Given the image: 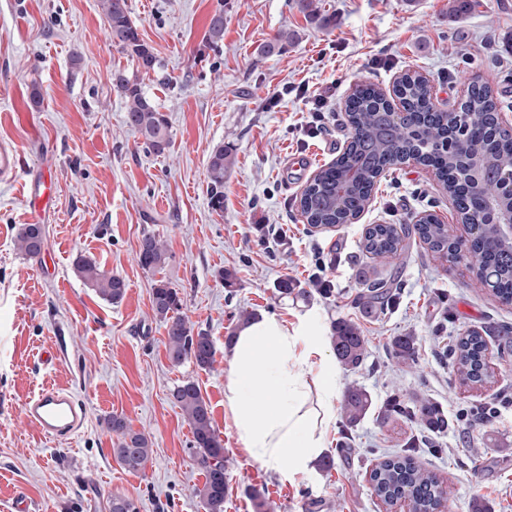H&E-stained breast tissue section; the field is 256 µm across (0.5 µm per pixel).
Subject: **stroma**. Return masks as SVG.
Returning a JSON list of instances; mask_svg holds the SVG:
<instances>
[{"label": "stroma", "mask_w": 512, "mask_h": 512, "mask_svg": "<svg viewBox=\"0 0 512 512\" xmlns=\"http://www.w3.org/2000/svg\"><path fill=\"white\" fill-rule=\"evenodd\" d=\"M321 24L299 0H128L141 38L161 73L140 75L113 46L101 0H0V140L18 149L24 170L49 164L58 191L42 224L44 246L29 258L14 248L28 221L25 178L0 183V512H13L19 491L32 512H88L84 479L95 476L110 512L113 495L139 512H205L195 490L204 476L193 461L192 432L172 397L194 381L224 442L229 493L224 512H383L369 473L381 453L401 452L414 429L396 419L380 426L368 415L357 427L334 419L328 429L331 469L283 483L238 443L224 405L223 352L242 311L294 320L313 314L323 329L347 318L368 339L358 371L337 368L339 388L357 383L374 407L390 398L428 397L452 424L434 435L441 455L416 460L453 490L449 512H512V353L500 355L491 378L464 383L448 363L450 339L478 330L491 346L512 330V305L480 288L467 262H448L412 238L386 259L399 300L372 316L360 312L361 249L371 224L410 226L432 213L459 234L447 191L426 168L389 170L368 209L353 224L315 228L299 208L301 192L346 148L345 101L363 81L391 91L405 71L427 76L439 110L452 111L470 81L487 83L503 118L512 121V0H315ZM224 40L207 41L216 11ZM296 38L279 54L258 47L278 32ZM138 75L171 126V145L153 151L126 126V100L110 80L115 69ZM327 100L322 130L311 125L316 96ZM56 150L44 159L41 144ZM227 147L224 208L209 203L208 158ZM311 157L293 171L290 159ZM160 238L167 260L144 270V235ZM123 278L120 303L101 299L75 273L77 255ZM235 274L225 286L224 270ZM290 279L294 291L276 285ZM176 288L182 312L212 336L213 370L172 365L166 332L152 312L157 280ZM328 283L323 294L319 283ZM418 338V363L396 364L393 337ZM48 385L65 387L86 406L74 436L54 441L25 422V400ZM497 406L495 418L458 423L461 409ZM117 414L147 435L153 449L144 471L125 469L112 452L105 420Z\"/></svg>", "instance_id": "35a3bbf8"}]
</instances>
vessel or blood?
Returning a JSON list of instances; mask_svg holds the SVG:
<instances>
[{
  "mask_svg": "<svg viewBox=\"0 0 512 512\" xmlns=\"http://www.w3.org/2000/svg\"><path fill=\"white\" fill-rule=\"evenodd\" d=\"M21 157L9 142L0 143V181L12 182L20 173ZM55 184L49 171H42L26 198L30 220H37L48 207ZM25 419L47 437H64L77 432L84 424L86 408L64 388L45 387L29 398L24 407Z\"/></svg>",
  "mask_w": 512,
  "mask_h": 512,
  "instance_id": "vessel-or-blood-1",
  "label": "vessel or blood"
}]
</instances>
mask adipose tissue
<instances>
[{
	"instance_id": "obj_1",
	"label": "adipose tissue",
	"mask_w": 512,
	"mask_h": 512,
	"mask_svg": "<svg viewBox=\"0 0 512 512\" xmlns=\"http://www.w3.org/2000/svg\"><path fill=\"white\" fill-rule=\"evenodd\" d=\"M224 405L242 448L281 481L311 474L335 418L336 365L314 317L262 314L225 351Z\"/></svg>"
}]
</instances>
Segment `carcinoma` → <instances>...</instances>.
Returning a JSON list of instances; mask_svg holds the SVG:
<instances>
[{
	"label": "carcinoma",
	"instance_id": "1",
	"mask_svg": "<svg viewBox=\"0 0 512 512\" xmlns=\"http://www.w3.org/2000/svg\"><path fill=\"white\" fill-rule=\"evenodd\" d=\"M112 44L128 53L138 63V68L148 74L161 69V62L153 49L140 37L137 26L131 20L127 0H102ZM293 35L284 31L272 40L261 44L258 54L272 56L285 49ZM207 40L213 46L224 40V11H217L211 18ZM112 85L126 101V124L136 130L145 144L161 153L171 143L168 118L148 96L137 79L126 72L115 70ZM400 96L418 114L416 124H404L391 118L382 119L387 111L381 93L372 85H358L346 108L350 128L357 136L350 141L336 162L318 171L314 182L306 185L299 198V207L306 223L313 227H334L350 224L363 210L376 187L378 179L389 169L397 166L403 157L416 154L426 166L435 165L441 181L453 196L460 188L458 173L461 158L468 150L472 137L481 136L487 155L505 169H512V139L493 136L486 128V120L499 111L497 98L487 86L474 88L459 106L458 115L436 111L431 107V89L422 75L405 73L397 82ZM392 127V134L381 136L382 122ZM459 124L456 138L448 141V122ZM232 164V154L222 145L216 146L209 155L207 173L210 186V204L215 210L224 207V173ZM415 233L434 253L455 257L457 247L448 237V225L429 215L422 224L413 228L394 224H371L366 228L362 251L374 261L397 256L404 251V240ZM17 250L24 256L34 257L41 252L42 229L37 224L21 226L15 240ZM138 261L145 270L155 271L166 262V250L154 235L147 234L141 240ZM468 264L475 270L480 285L491 290L503 304H512V246L495 242L494 226L486 225L473 242ZM74 269L78 276L92 287L104 300L118 303L126 293L125 281L102 270L96 262L85 256L75 258ZM366 288L361 302L365 315L384 310L394 302L395 294L390 282L377 276L370 268L363 276ZM152 309L166 330V350L171 363L179 365L192 361L199 369L209 371L215 362L216 349L211 336L203 330H194L180 314L182 300L176 289L159 280L152 290ZM418 337L411 334L397 336L391 343L390 353L397 364L411 368L417 363ZM331 343L337 360L347 370L357 369L365 360L367 340L360 326L351 319H338L331 325ZM486 340L472 330L456 338L448 347L451 366L459 378L473 385H481L491 374L485 361ZM185 419L193 434V459L202 471L205 481L196 489L206 512H224L228 484L224 465V444L214 424L208 403L198 385L187 380L173 390ZM373 405L369 392L352 384L344 392L340 408L346 427H356L369 413ZM409 419L424 432L441 433L448 430V417L432 400L426 397L400 399L394 406H386L378 412L380 425L389 423L392 416ZM106 426L116 437L113 454L124 468L142 471L152 455L150 441L141 432L132 430L125 420L113 415ZM421 445L413 440L407 445V453L386 456L369 473L372 493L388 507H395L400 500L410 503L412 512H437L446 507L452 496L450 486L436 474L422 468L412 452Z\"/></svg>",
	"mask_w": 512,
	"mask_h": 512
}]
</instances>
